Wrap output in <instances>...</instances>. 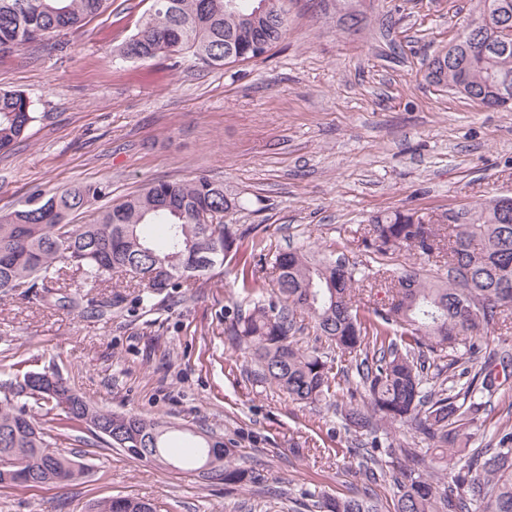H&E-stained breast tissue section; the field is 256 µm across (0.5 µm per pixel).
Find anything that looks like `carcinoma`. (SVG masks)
<instances>
[{
  "label": "carcinoma",
  "mask_w": 512,
  "mask_h": 512,
  "mask_svg": "<svg viewBox=\"0 0 512 512\" xmlns=\"http://www.w3.org/2000/svg\"><path fill=\"white\" fill-rule=\"evenodd\" d=\"M266 2L264 15L255 12ZM108 0H0V52L34 42L47 43L74 33L98 16ZM288 0H153L121 55L145 61L163 52L185 53L199 63L224 66L256 58L252 41L271 48L288 28ZM478 15L512 21V0H477ZM482 55L428 64L430 83L455 90L482 104L512 105V45L498 46L490 34ZM36 121L23 92L0 88V151L10 150ZM106 182H76L49 198L32 195L23 209L0 214V293H19L44 308L84 307L105 317L118 295L108 291L115 278L138 289V299L171 298L213 278L224 261L239 258L247 267L262 240L249 230L224 223V213L240 206L224 183L198 176L160 180L96 213L89 224L72 215L108 194ZM206 213L211 224L200 223ZM417 212L393 210L372 219L364 240L376 263L401 250L434 257L442 243L434 224L417 222ZM448 225V267L434 278L408 266L392 289L390 306L364 313L357 304L355 266L318 257L302 248L280 252L269 283H254L267 294L252 308L237 311L229 328L232 345L247 351L260 382L278 388L295 403L336 400L345 425L369 435L405 425L433 443L427 457L415 448L387 446L388 453L413 462L400 474H387L376 455L378 442L353 448L364 481L390 476L397 489L393 512H512V447L476 448L460 468L448 451L471 438L487 411L485 394L497 387L495 351L480 361L464 392L451 394L444 369L469 373V363L488 350L490 335L512 319V202L463 206L443 213ZM219 251L209 264L195 254L207 244ZM307 317L308 323L298 319ZM312 329L320 346L302 347L299 335ZM465 345V352L459 345ZM53 388L39 397L23 395L20 380L0 379V488L24 490L67 485L85 476L80 454L56 450L67 431L84 429L96 442L120 448L131 458H164L169 435L183 428L161 417L113 413L93 406L50 372ZM361 391L356 400L354 391ZM63 410L65 423L54 434L43 418ZM194 450L183 463L201 466L213 454L221 459L219 479L226 487H255L261 475L239 465V449L211 428L192 432ZM318 512H383L369 489L349 496L307 492ZM155 512L152 503L116 497L96 504V512Z\"/></svg>",
  "instance_id": "carcinoma-1"
}]
</instances>
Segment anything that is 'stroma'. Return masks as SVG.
<instances>
[{"label":"stroma","mask_w":512,"mask_h":512,"mask_svg":"<svg viewBox=\"0 0 512 512\" xmlns=\"http://www.w3.org/2000/svg\"><path fill=\"white\" fill-rule=\"evenodd\" d=\"M150 0H112L80 31L0 53V87L30 98L39 119L0 154V211L34 190L103 181L102 205L157 180L207 176L241 200L225 223L252 229L263 251L250 270L270 278L277 252L311 245L370 264L361 239L373 216L395 209L440 214L512 196V110L490 109L426 78L476 0H355L364 22H339L336 0H288L287 35L264 56L211 68L170 53L120 54ZM438 262L408 251L364 281L366 309L387 307L403 266ZM242 267L172 302L138 303L120 289L111 322L89 310L45 309L0 294V377L57 371L94 405L206 423L240 448L264 481L246 491L197 473L131 459L118 448L84 451L87 477L65 486L0 489V512H91L136 497L156 512H314L306 490L361 487L354 447L326 402L296 404L246 374L226 327L246 304ZM512 408V377L490 398L488 425L469 445L495 448Z\"/></svg>","instance_id":"obj_1"}]
</instances>
